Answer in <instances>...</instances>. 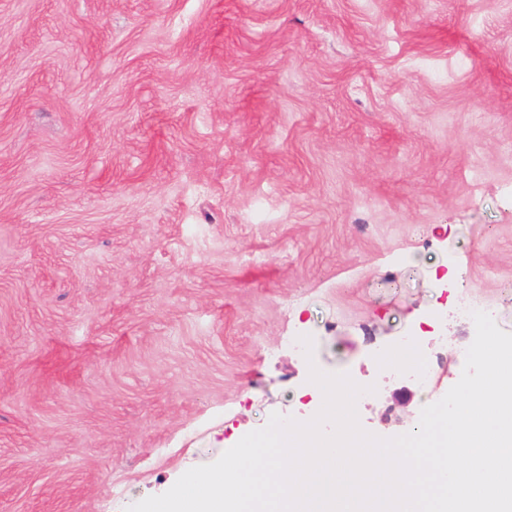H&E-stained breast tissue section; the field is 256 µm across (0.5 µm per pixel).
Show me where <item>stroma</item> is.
Returning <instances> with one entry per match:
<instances>
[{"label": "stroma", "instance_id": "1", "mask_svg": "<svg viewBox=\"0 0 512 512\" xmlns=\"http://www.w3.org/2000/svg\"><path fill=\"white\" fill-rule=\"evenodd\" d=\"M463 292L512 333V0H0V512H125L314 367L408 433ZM419 356L420 353L416 346L403 348L399 353V358L401 360L411 362V364L405 367L403 370L417 375L421 379V384L423 387L425 389H429L435 377L434 369L426 362L424 358H419Z\"/></svg>", "mask_w": 512, "mask_h": 512}]
</instances>
